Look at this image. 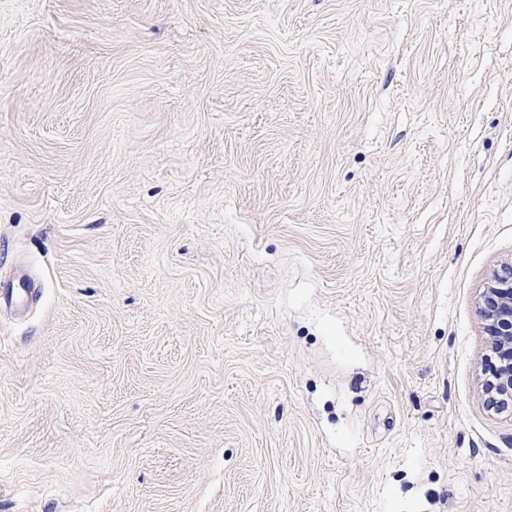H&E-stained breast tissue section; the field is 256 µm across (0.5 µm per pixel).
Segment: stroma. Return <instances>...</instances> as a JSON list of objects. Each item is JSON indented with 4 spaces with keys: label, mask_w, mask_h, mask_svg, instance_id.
<instances>
[{
    "label": "stroma",
    "mask_w": 512,
    "mask_h": 512,
    "mask_svg": "<svg viewBox=\"0 0 512 512\" xmlns=\"http://www.w3.org/2000/svg\"><path fill=\"white\" fill-rule=\"evenodd\" d=\"M512 0H0V512H512ZM485 321L486 333L493 354L501 359V368L492 386L487 383L490 398L496 394L499 403L512 402V262L493 272L478 302Z\"/></svg>",
    "instance_id": "1"
}]
</instances>
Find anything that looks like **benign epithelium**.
Wrapping results in <instances>:
<instances>
[{"mask_svg":"<svg viewBox=\"0 0 512 512\" xmlns=\"http://www.w3.org/2000/svg\"><path fill=\"white\" fill-rule=\"evenodd\" d=\"M478 309L485 321L489 345L501 359V368L491 386H486L489 396L499 401L512 402V262L504 263L493 272L478 302Z\"/></svg>","mask_w":512,"mask_h":512,"instance_id":"1","label":"benign epithelium"}]
</instances>
